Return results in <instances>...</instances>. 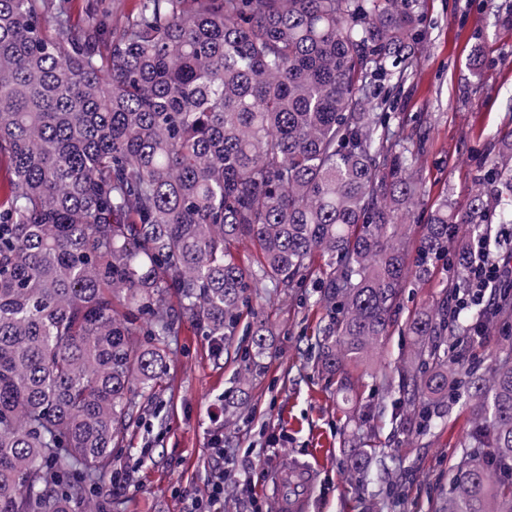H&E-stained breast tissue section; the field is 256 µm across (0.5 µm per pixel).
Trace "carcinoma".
Returning <instances> with one entry per match:
<instances>
[{"label": "carcinoma", "mask_w": 512, "mask_h": 512, "mask_svg": "<svg viewBox=\"0 0 512 512\" xmlns=\"http://www.w3.org/2000/svg\"><path fill=\"white\" fill-rule=\"evenodd\" d=\"M425 33L417 0H138L115 26L93 0L78 21L68 0H0V512H103L88 493L182 319L219 356L252 297L302 284L317 257L314 361L347 398L402 288L452 269L384 376L410 414L395 431L431 430L454 379L470 429L447 512H512V353L486 374L448 361L471 247L512 210V139L411 255L425 138L370 111ZM249 335L247 376L268 347L263 324ZM224 401L230 429L247 403Z\"/></svg>", "instance_id": "obj_1"}]
</instances>
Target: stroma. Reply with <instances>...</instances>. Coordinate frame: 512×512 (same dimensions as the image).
I'll return each mask as SVG.
<instances>
[{
	"instance_id": "35a3bbf8",
	"label": "stroma",
	"mask_w": 512,
	"mask_h": 512,
	"mask_svg": "<svg viewBox=\"0 0 512 512\" xmlns=\"http://www.w3.org/2000/svg\"><path fill=\"white\" fill-rule=\"evenodd\" d=\"M426 38L418 65L394 92L393 125L409 138L426 136L417 168L424 194L413 210L425 223L436 203L465 204L489 153L512 133V0H419ZM482 47L485 64L473 72L470 52ZM438 281L410 283L396 306V323L360 371L364 402L381 404L368 436L378 455L351 472L348 437L355 427L336 381L319 373L310 347L324 311L307 288L254 298L243 313L234 345L246 348L245 326L267 323L269 349L246 383L235 355L215 356L213 340L190 320L169 339V375L145 404L116 448V470L101 476L98 498L109 512H193L206 500L216 472L224 474V512H279L277 470L292 460L316 469L309 512H440L455 476V463L469 429L464 399L430 432L395 434L394 397L382 384L411 344L406 323L420 308L440 300ZM483 336L460 341L465 365L488 369L512 350V315L497 314L484 301ZM243 391L250 409L232 433L224 431V394ZM228 434L223 462L211 455V439ZM250 457L249 473L237 464ZM400 478L398 499L387 503L384 476Z\"/></svg>"
}]
</instances>
